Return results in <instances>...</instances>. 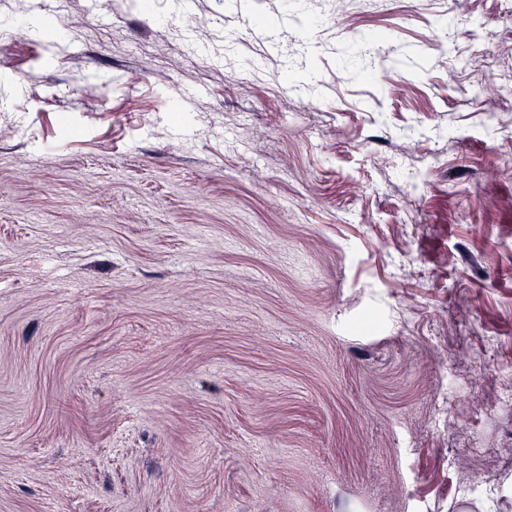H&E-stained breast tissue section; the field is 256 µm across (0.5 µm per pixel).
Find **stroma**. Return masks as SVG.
Instances as JSON below:
<instances>
[{
	"mask_svg": "<svg viewBox=\"0 0 512 512\" xmlns=\"http://www.w3.org/2000/svg\"><path fill=\"white\" fill-rule=\"evenodd\" d=\"M0 41V512H512V0H71Z\"/></svg>",
	"mask_w": 512,
	"mask_h": 512,
	"instance_id": "stroma-1",
	"label": "stroma"
}]
</instances>
